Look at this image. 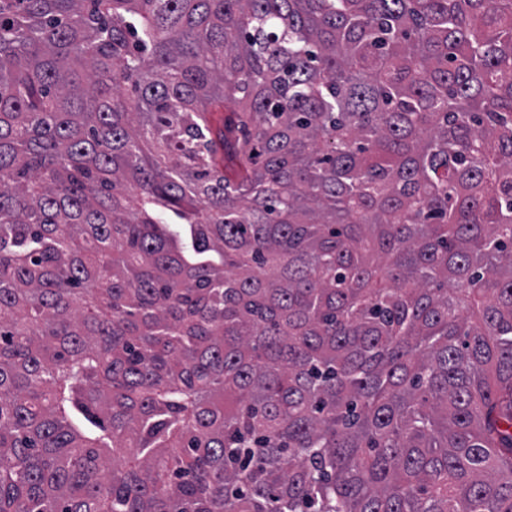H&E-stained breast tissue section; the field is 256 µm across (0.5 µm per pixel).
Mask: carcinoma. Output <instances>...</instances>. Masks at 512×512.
Returning a JSON list of instances; mask_svg holds the SVG:
<instances>
[{"label": "carcinoma", "mask_w": 512, "mask_h": 512, "mask_svg": "<svg viewBox=\"0 0 512 512\" xmlns=\"http://www.w3.org/2000/svg\"><path fill=\"white\" fill-rule=\"evenodd\" d=\"M0 512H512V0H0Z\"/></svg>", "instance_id": "carcinoma-1"}]
</instances>
